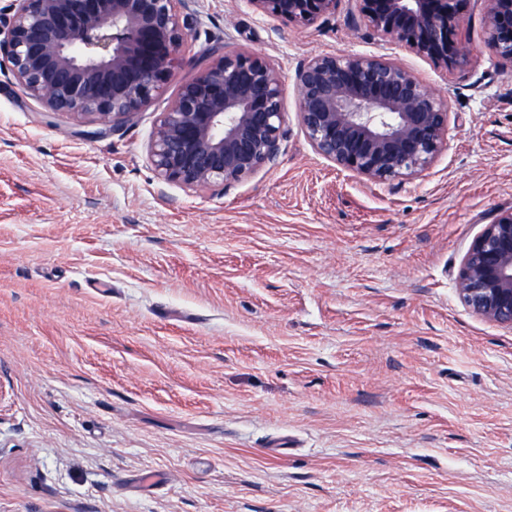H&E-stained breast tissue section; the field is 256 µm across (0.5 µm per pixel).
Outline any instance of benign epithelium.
Wrapping results in <instances>:
<instances>
[{"label":"benign epithelium","instance_id":"7a95c632","mask_svg":"<svg viewBox=\"0 0 512 512\" xmlns=\"http://www.w3.org/2000/svg\"><path fill=\"white\" fill-rule=\"evenodd\" d=\"M0 18V57L46 112L90 138L133 120L170 80L189 33L191 0H13ZM338 0H246L255 12L306 27ZM353 23L396 41L445 71H463L457 39L464 0H359ZM490 52L512 67V0H489ZM299 118L314 151L372 183L428 168L446 149L447 107L383 55L322 54L298 70ZM283 83L257 52L217 55L184 80L149 142L157 177L224 191L277 161L287 138ZM460 301L479 318L512 328V208L499 211L463 256Z\"/></svg>","mask_w":512,"mask_h":512}]
</instances>
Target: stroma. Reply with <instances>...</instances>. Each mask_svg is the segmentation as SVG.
Masks as SVG:
<instances>
[{
	"instance_id": "35a3bbf8",
	"label": "stroma",
	"mask_w": 512,
	"mask_h": 512,
	"mask_svg": "<svg viewBox=\"0 0 512 512\" xmlns=\"http://www.w3.org/2000/svg\"><path fill=\"white\" fill-rule=\"evenodd\" d=\"M467 0L449 73L350 22L192 0L181 61L81 136L0 69V512H512V329L455 276L512 207V68ZM279 68V160L216 195L147 146L213 53ZM383 54L451 112L425 171L374 184L312 149L296 72Z\"/></svg>"
}]
</instances>
